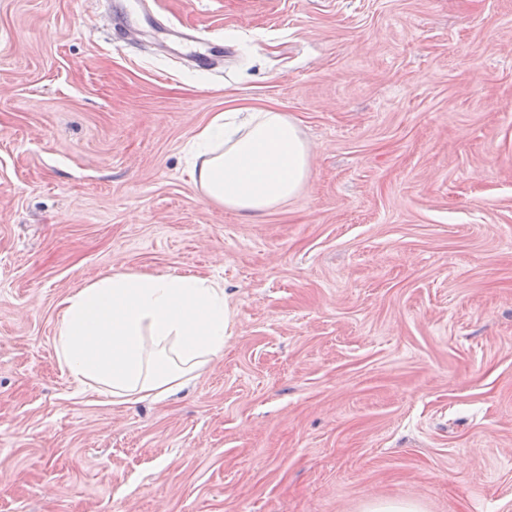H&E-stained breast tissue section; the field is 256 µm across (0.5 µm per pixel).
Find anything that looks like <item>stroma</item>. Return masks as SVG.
<instances>
[{"label": "stroma", "mask_w": 512, "mask_h": 512, "mask_svg": "<svg viewBox=\"0 0 512 512\" xmlns=\"http://www.w3.org/2000/svg\"><path fill=\"white\" fill-rule=\"evenodd\" d=\"M107 4L0 0V512H512V0H147L128 39ZM232 108L311 149L260 217L191 181ZM125 270L237 316L184 390L112 405L56 314ZM169 36L181 45L186 55L192 59L196 66L202 63L210 68L222 54L207 53L208 46H205L196 35L186 31L171 28L169 29Z\"/></svg>", "instance_id": "1"}]
</instances>
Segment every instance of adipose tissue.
Here are the masks:
<instances>
[{
  "label": "adipose tissue",
  "instance_id": "adipose-tissue-1",
  "mask_svg": "<svg viewBox=\"0 0 512 512\" xmlns=\"http://www.w3.org/2000/svg\"><path fill=\"white\" fill-rule=\"evenodd\" d=\"M190 150L201 195L247 215L277 209L310 175L297 123L271 108L216 113ZM235 318L223 285L210 278L115 272L64 299L55 351L74 380L113 404L159 399L223 355Z\"/></svg>",
  "mask_w": 512,
  "mask_h": 512
}]
</instances>
